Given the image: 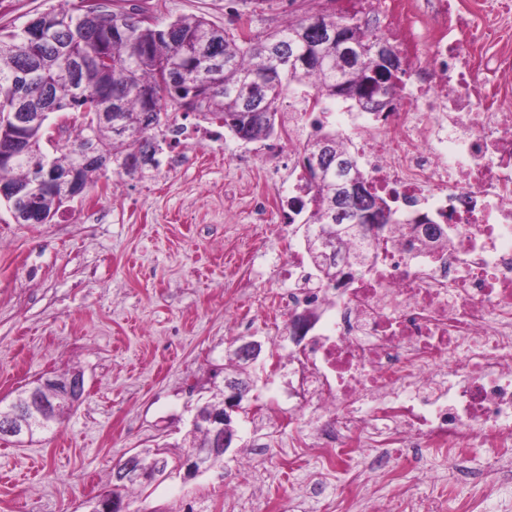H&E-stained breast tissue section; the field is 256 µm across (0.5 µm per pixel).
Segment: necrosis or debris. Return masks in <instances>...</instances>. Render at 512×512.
Segmentation results:
<instances>
[{"label":"necrosis or debris","mask_w":512,"mask_h":512,"mask_svg":"<svg viewBox=\"0 0 512 512\" xmlns=\"http://www.w3.org/2000/svg\"><path fill=\"white\" fill-rule=\"evenodd\" d=\"M366 30L409 60L391 112L345 131L361 170L398 210L432 212L448 235L426 248L386 226L363 273L318 288L300 252L279 265V315L310 310L282 355L289 412L312 410L324 477L374 469L427 450L432 473L487 449L512 462V51L496 49L501 0L469 15L464 0H345ZM486 49L461 52L460 43ZM331 103L293 98L285 140L316 137Z\"/></svg>","instance_id":"4bbe7bcc"}]
</instances>
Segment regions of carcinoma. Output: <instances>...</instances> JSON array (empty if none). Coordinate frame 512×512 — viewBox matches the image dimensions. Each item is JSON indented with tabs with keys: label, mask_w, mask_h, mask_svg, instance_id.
Returning a JSON list of instances; mask_svg holds the SVG:
<instances>
[{
	"label": "carcinoma",
	"mask_w": 512,
	"mask_h": 512,
	"mask_svg": "<svg viewBox=\"0 0 512 512\" xmlns=\"http://www.w3.org/2000/svg\"><path fill=\"white\" fill-rule=\"evenodd\" d=\"M86 0H59L37 14L35 26L44 37L35 41L23 29L0 33V183L17 190L8 200L29 224L54 216L68 197L94 185L106 167L131 179L145 177L160 165L167 142L165 129L177 116L195 115L240 140L262 141L274 135L278 104L293 86L307 87L328 101L342 98L363 106V96L385 98L382 109L393 110L406 69L399 56L394 63L369 54L349 64L336 43L324 40L320 27H344V33L363 47L385 42L370 36L352 17L315 14L298 18L253 38L245 28L219 29L205 17L179 16L161 23L145 9L84 16ZM29 112H51L75 132L59 144L49 122L14 127L11 113L18 105ZM161 117L153 122L147 114ZM252 112L263 113L255 121ZM25 152L12 155L15 141ZM329 143L328 160L316 168L317 147ZM305 196L291 202L296 214L309 210L305 238L323 241L325 252L341 255L350 268L364 270L370 248L383 242L376 233H361L350 221L331 220L336 183L356 177L368 181L345 138L330 130L307 142L299 161ZM369 196L387 224H432L423 215L401 218L373 186ZM367 239V250L346 252L347 240ZM323 286L341 270L307 250ZM192 450L211 447L204 426L187 432Z\"/></svg>",
	"instance_id": "cac0c4a2"
}]
</instances>
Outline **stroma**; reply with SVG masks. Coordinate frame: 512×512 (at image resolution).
Instances as JSON below:
<instances>
[{"instance_id": "35a3bbf8", "label": "stroma", "mask_w": 512, "mask_h": 512, "mask_svg": "<svg viewBox=\"0 0 512 512\" xmlns=\"http://www.w3.org/2000/svg\"><path fill=\"white\" fill-rule=\"evenodd\" d=\"M325 9L321 0H161L158 17L201 15L257 38ZM277 146L229 133L186 141L197 158L189 171L106 173L48 224L14 223L0 205V403L47 377L85 379L82 399L51 431L0 440V512H90L112 493L118 462L155 448L170 475L127 495L130 512H242L245 503L321 512L320 498L336 499L332 484L312 497L305 454L282 457L310 426L289 417L268 356L247 367L251 390L223 468L188 480L177 468L193 415L232 371L233 338L268 339L262 322L241 324L243 310L280 289L276 266L304 248L297 225L282 223L288 171L263 158ZM263 195L270 209L261 216Z\"/></svg>"}]
</instances>
